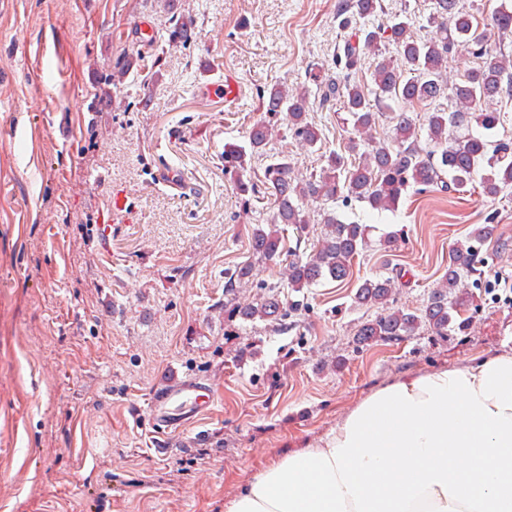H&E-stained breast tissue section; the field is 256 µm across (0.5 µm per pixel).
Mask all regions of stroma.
Listing matches in <instances>:
<instances>
[{
	"label": "stroma",
	"instance_id": "35a3bbf8",
	"mask_svg": "<svg viewBox=\"0 0 512 512\" xmlns=\"http://www.w3.org/2000/svg\"><path fill=\"white\" fill-rule=\"evenodd\" d=\"M337 3L0 0V512H225L376 390L512 355V305L488 291L512 274V187L492 200L413 185L379 215L336 201L371 227L344 283L291 292L281 262L252 251L271 215L264 164L242 194L224 145L260 118V89L333 65ZM174 14L196 39L155 58L148 35ZM124 57L147 67L120 74ZM228 73L234 105L214 88ZM309 119L321 152L342 149L345 112ZM479 224L495 232L466 278V330L357 341L376 316L353 300L361 280L394 278V307L416 310ZM274 293L293 305L284 325L239 316ZM177 379L208 384L212 403L158 452L150 403Z\"/></svg>",
	"mask_w": 512,
	"mask_h": 512
}]
</instances>
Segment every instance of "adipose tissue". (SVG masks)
Here are the masks:
<instances>
[{
	"label": "adipose tissue",
	"mask_w": 512,
	"mask_h": 512,
	"mask_svg": "<svg viewBox=\"0 0 512 512\" xmlns=\"http://www.w3.org/2000/svg\"><path fill=\"white\" fill-rule=\"evenodd\" d=\"M226 512H512V356L377 390Z\"/></svg>",
	"instance_id": "1"
}]
</instances>
